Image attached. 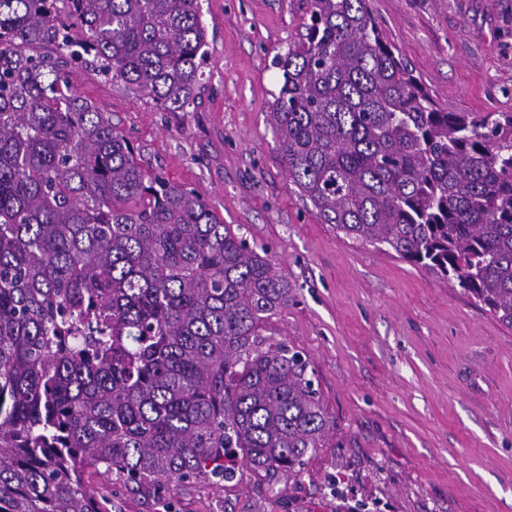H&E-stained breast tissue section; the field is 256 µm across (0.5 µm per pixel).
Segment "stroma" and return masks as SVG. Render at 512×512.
I'll use <instances>...</instances> for the list:
<instances>
[{
    "instance_id": "stroma-1",
    "label": "stroma",
    "mask_w": 512,
    "mask_h": 512,
    "mask_svg": "<svg viewBox=\"0 0 512 512\" xmlns=\"http://www.w3.org/2000/svg\"><path fill=\"white\" fill-rule=\"evenodd\" d=\"M208 60L194 110L74 69L78 94L152 173L193 190L287 280L263 326L310 362L333 422L299 473L243 467L215 486L138 488L87 471L102 512H512V328L457 285L322 223L295 192L267 114L274 57L300 40L307 0H201ZM385 42L435 101L512 112V0H369Z\"/></svg>"
}]
</instances>
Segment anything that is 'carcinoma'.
<instances>
[{
	"label": "carcinoma",
	"instance_id": "1",
	"mask_svg": "<svg viewBox=\"0 0 512 512\" xmlns=\"http://www.w3.org/2000/svg\"><path fill=\"white\" fill-rule=\"evenodd\" d=\"M369 0H309L269 121L322 223L512 326V113L433 100ZM200 0H0V512H100L89 468L158 484L295 472L332 430L309 363L261 337L288 281L78 95L201 90Z\"/></svg>",
	"mask_w": 512,
	"mask_h": 512
}]
</instances>
